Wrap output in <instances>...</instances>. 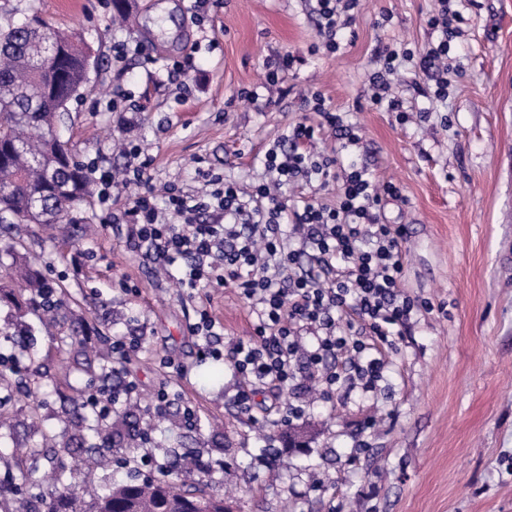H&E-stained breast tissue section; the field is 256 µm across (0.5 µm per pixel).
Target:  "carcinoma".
I'll list each match as a JSON object with an SVG mask.
<instances>
[{
  "label": "carcinoma",
  "mask_w": 512,
  "mask_h": 512,
  "mask_svg": "<svg viewBox=\"0 0 512 512\" xmlns=\"http://www.w3.org/2000/svg\"><path fill=\"white\" fill-rule=\"evenodd\" d=\"M85 60L86 51L42 18L32 0L0 5V229L19 224L51 227L87 200L89 181L81 163L71 146L56 136L70 102L82 95L88 81ZM13 265L30 291L31 310H44L38 295L50 284L30 276L27 258L15 255ZM74 415L75 427L104 431L109 440L123 434L128 448L143 445L152 429L140 428L122 408L114 411L118 430L112 424L92 425L77 411ZM72 440L44 432L40 442L12 457L8 469L24 480L28 460L45 448L67 451ZM197 469L196 464H177L163 480L130 478L88 502L81 487L62 481L44 512H230L224 494L209 481L191 480Z\"/></svg>",
  "instance_id": "obj_1"
}]
</instances>
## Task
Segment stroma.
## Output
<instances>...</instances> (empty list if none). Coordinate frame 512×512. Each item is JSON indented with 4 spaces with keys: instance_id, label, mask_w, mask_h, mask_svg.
<instances>
[{
    "instance_id": "stroma-1",
    "label": "stroma",
    "mask_w": 512,
    "mask_h": 512,
    "mask_svg": "<svg viewBox=\"0 0 512 512\" xmlns=\"http://www.w3.org/2000/svg\"><path fill=\"white\" fill-rule=\"evenodd\" d=\"M60 30L75 32L95 66L83 96L73 101L61 131L80 160L123 170L133 165L115 142L138 144L151 159L155 186L200 190L196 166L245 184L266 178L262 165L289 126L317 121L300 94L320 95L360 138L357 153L377 179L398 185L403 201L387 205L390 223L405 225L403 290L428 301L402 330L392 369L375 394L337 390L294 421L305 445L285 448L261 440L263 413L290 402L293 392L266 390L253 411L235 404L238 378L228 362L204 354L190 327L209 305L218 349L249 339L255 322L235 288L188 294L167 269L143 258L130 225L107 223L96 200L74 211L93 232L74 241L73 227L22 225L11 246L0 243V266L12 252L35 255V271L82 312L81 326L45 325L17 303L0 301V327H14L15 351L31 349L12 385H0V474L15 449L36 436L28 406L44 428L68 427L64 398H83L96 375V351L116 336H139L143 347L112 384L134 382L131 400L143 421L155 419L154 400L172 401L149 453L167 466L189 455L212 463L208 476L234 512H512V0H451L467 19L452 55L442 102L415 95L428 78L413 66L401 72L396 95L405 119L372 105L368 78L374 51L422 49L436 41L427 24L433 0H358L354 21L336 53H311L318 41L312 0H128L130 22H113L111 0H34ZM133 50L122 63L112 45ZM296 61L280 104L250 103L240 89H258L274 53ZM180 61L179 83L166 66ZM134 92L137 112H95L93 100L116 87ZM78 333L58 351L59 336ZM195 413L187 427L184 408ZM124 449H99L78 466L82 486L105 492L125 478Z\"/></svg>"
}]
</instances>
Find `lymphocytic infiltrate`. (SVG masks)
Wrapping results in <instances>:
<instances>
[{"instance_id":"f902f5d3","label":"lymphocytic infiltrate","mask_w":512,"mask_h":512,"mask_svg":"<svg viewBox=\"0 0 512 512\" xmlns=\"http://www.w3.org/2000/svg\"><path fill=\"white\" fill-rule=\"evenodd\" d=\"M317 35L327 52L340 49L341 14L357 0H315ZM428 26L437 42L421 51L377 49L380 67L369 77L370 100L387 111L400 109L391 77L402 62L417 59L434 73V87L417 86L418 95L448 97V50L465 18L437 0ZM319 124L298 123L264 155L271 180L244 189L210 171L201 176L209 193L195 196L177 185L165 188L158 208L141 161L132 176L143 190L125 204L123 215L145 257L180 265V282L190 289L233 286L255 317L254 334L227 350L225 357L241 380L236 401L252 411L262 390L295 389L307 384L331 396L346 385L375 392L389 370L387 351L396 349L401 330L417 303L400 290L406 259L405 227L387 223L388 201L402 197L399 186L379 182L367 162L350 157L357 135L342 118L316 104ZM331 130L339 147L314 155L307 145ZM339 180L335 203L316 197L284 199L280 190L297 181ZM217 211L221 220L202 216Z\"/></svg>"}]
</instances>
